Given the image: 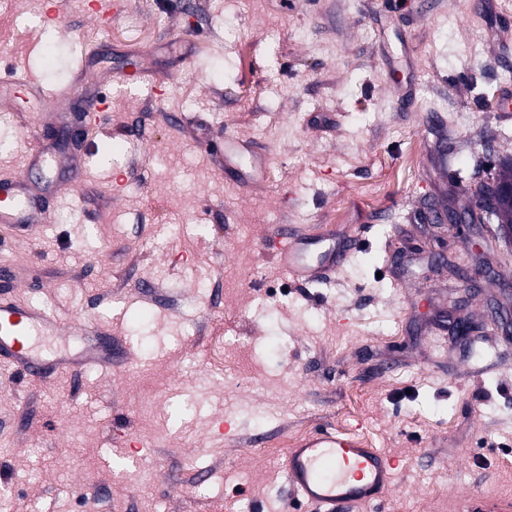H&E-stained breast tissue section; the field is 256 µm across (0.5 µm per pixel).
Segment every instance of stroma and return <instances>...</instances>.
Returning a JSON list of instances; mask_svg holds the SVG:
<instances>
[{"instance_id":"stroma-1","label":"stroma","mask_w":512,"mask_h":512,"mask_svg":"<svg viewBox=\"0 0 512 512\" xmlns=\"http://www.w3.org/2000/svg\"><path fill=\"white\" fill-rule=\"evenodd\" d=\"M186 1L123 0L107 22L60 0L51 22L43 0H0V64L43 91L0 110V173L54 212L0 239L21 274L0 288L62 318L41 352L80 323L124 352L43 381L0 367V512H304L281 460L326 424L399 461L382 508L346 512H458L477 489L512 512V244L476 223L472 257L431 215L512 157L491 110L512 0ZM227 136L266 152L261 190L211 155ZM279 225L366 244L300 284L266 246ZM478 260L468 296L456 273Z\"/></svg>"}]
</instances>
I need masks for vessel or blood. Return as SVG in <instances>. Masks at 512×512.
Returning <instances> with one entry per match:
<instances>
[{
    "label": "vessel or blood",
    "instance_id": "1",
    "mask_svg": "<svg viewBox=\"0 0 512 512\" xmlns=\"http://www.w3.org/2000/svg\"><path fill=\"white\" fill-rule=\"evenodd\" d=\"M14 88L38 94L37 85L24 73L10 69L0 73V103ZM225 163L248 157L249 168L263 172L267 158L253 152L250 141L225 139L221 146ZM25 175L16 173L0 178V230L9 235L25 232L36 239L38 221H49L50 212L40 195L30 191ZM273 257L280 269L293 279L309 283L331 279L345 263L353 237L328 244L316 262L307 259L308 248L299 239L279 231L269 236ZM62 318L50 311L30 305L12 296L0 295V364L34 378L52 375L61 364L72 372L86 367L110 366L115 361L111 342L92 334L87 326H77L75 333L81 348L68 361L37 355L30 337L59 332ZM284 479L293 496L311 507L313 512H344L345 507L381 503L394 488V461L372 443L344 435L325 427L295 443L282 463Z\"/></svg>",
    "mask_w": 512,
    "mask_h": 512
}]
</instances>
